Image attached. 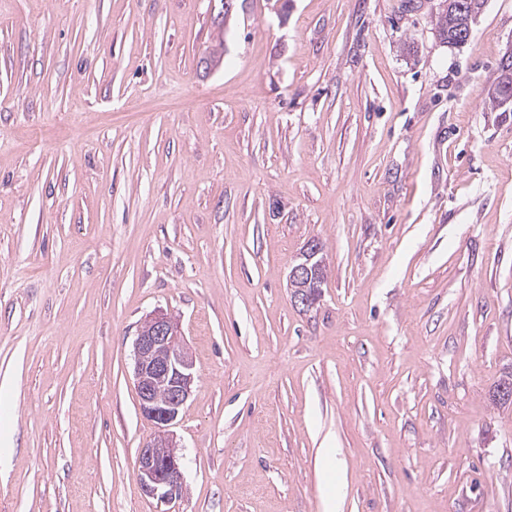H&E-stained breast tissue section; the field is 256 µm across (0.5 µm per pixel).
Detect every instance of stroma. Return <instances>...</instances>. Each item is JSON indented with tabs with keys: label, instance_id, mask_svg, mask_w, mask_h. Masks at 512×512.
Wrapping results in <instances>:
<instances>
[{
	"label": "stroma",
	"instance_id": "obj_1",
	"mask_svg": "<svg viewBox=\"0 0 512 512\" xmlns=\"http://www.w3.org/2000/svg\"><path fill=\"white\" fill-rule=\"evenodd\" d=\"M418 2L0 0V512H512V0L461 47ZM158 309L195 376L166 503ZM320 254V245L317 241L308 242L300 256L291 265L289 278V288L292 290V297L295 304L300 305L303 311H308L316 306L320 298L309 288H313L312 283L317 273V266L323 265L321 259L317 258ZM193 368L179 323L167 312L155 311L134 343L139 408L155 427L153 437L139 448L136 478L146 494L164 502L183 493L182 454L171 428L190 396Z\"/></svg>",
	"mask_w": 512,
	"mask_h": 512
}]
</instances>
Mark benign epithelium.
I'll use <instances>...</instances> for the list:
<instances>
[{
    "mask_svg": "<svg viewBox=\"0 0 512 512\" xmlns=\"http://www.w3.org/2000/svg\"><path fill=\"white\" fill-rule=\"evenodd\" d=\"M491 94L500 108L512 111V81L507 79L492 88ZM319 254L317 241L307 243L288 275L293 301L304 311L319 302L310 291L317 266L322 264ZM193 368L179 323L167 312L155 311L141 326L134 343L139 408L155 427L153 437L138 451L136 478L146 494L164 502L183 493L182 454L172 427L190 396Z\"/></svg>",
    "mask_w": 512,
    "mask_h": 512,
    "instance_id": "7a95c632",
    "label": "benign epithelium"
}]
</instances>
